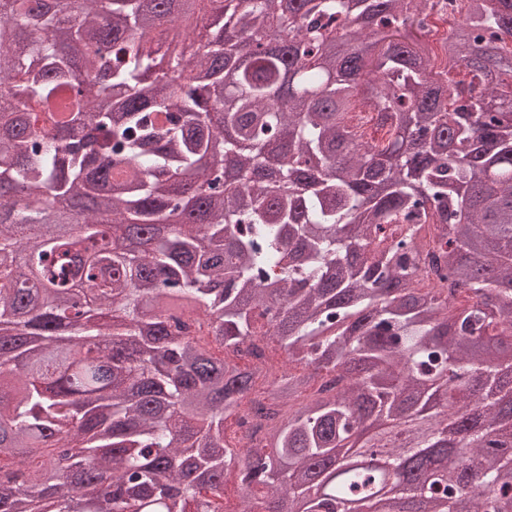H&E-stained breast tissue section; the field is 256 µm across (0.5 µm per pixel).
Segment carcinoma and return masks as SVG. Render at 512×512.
<instances>
[{
    "mask_svg": "<svg viewBox=\"0 0 512 512\" xmlns=\"http://www.w3.org/2000/svg\"><path fill=\"white\" fill-rule=\"evenodd\" d=\"M64 2L0 9V512H344L365 424L445 449L386 512H512V0Z\"/></svg>",
    "mask_w": 512,
    "mask_h": 512,
    "instance_id": "carcinoma-1",
    "label": "carcinoma"
}]
</instances>
